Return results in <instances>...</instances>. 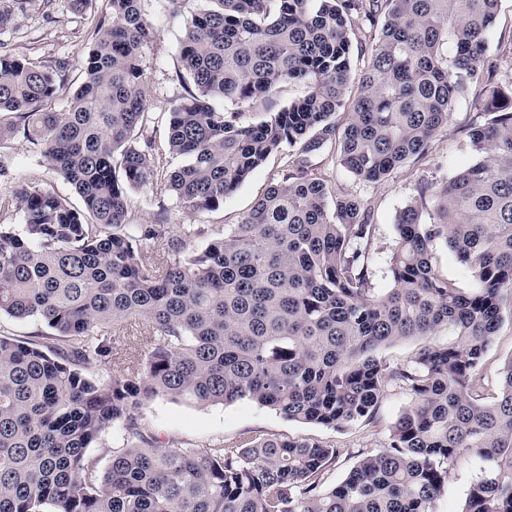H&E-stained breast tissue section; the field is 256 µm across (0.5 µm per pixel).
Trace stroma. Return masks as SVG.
<instances>
[{
    "label": "stroma",
    "instance_id": "35a3bbf8",
    "mask_svg": "<svg viewBox=\"0 0 512 512\" xmlns=\"http://www.w3.org/2000/svg\"><path fill=\"white\" fill-rule=\"evenodd\" d=\"M208 0H144L146 18L156 31V41L146 52V109L152 113L170 111L183 89L176 77L180 68L179 47L191 16L208 8ZM109 10L108 0H89L84 11H73L69 0H53L44 8L41 0H33L27 14L18 16L13 30L0 35V51L44 61L58 55L80 59L90 43L99 20ZM486 66L495 82L512 80V0H501L495 19L487 33ZM305 93L296 82L281 85L277 92L242 108V120L257 123ZM483 116L473 99L457 101L447 128L433 138L428 153L409 161L387 179L371 183L358 179L339 165L329 150L314 155L312 164L338 194L361 198L375 225L373 248L377 254L373 286L384 292L392 286L386 260L395 240L394 224L398 211L414 197L418 184L443 182L476 159L467 133ZM0 160L8 166L11 180H0V200L11 197L16 180L73 196V189L50 169L46 160L33 152L22 138L11 141L0 151ZM287 157L279 152L270 156L234 193L224 199L220 208L192 212L181 207L170 192L137 190L131 194V220L136 224H166L174 234L205 225L208 237L223 235L227 225L237 223L263 195L271 179L280 171ZM411 397L397 387L389 388L374 417L350 426L333 429L285 419L276 410L250 401L231 404H199L187 399L157 396L150 399L140 421L145 431L161 443L175 442L199 447L214 443L232 444L271 434L291 438H313L337 448L335 461L324 474L325 485L338 484L368 453L384 448L398 416L410 405Z\"/></svg>",
    "mask_w": 512,
    "mask_h": 512
}]
</instances>
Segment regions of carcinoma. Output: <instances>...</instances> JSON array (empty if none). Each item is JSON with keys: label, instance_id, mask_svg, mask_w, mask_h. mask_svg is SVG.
I'll use <instances>...</instances> for the list:
<instances>
[{"label": "carcinoma", "instance_id": "cac0c4a2", "mask_svg": "<svg viewBox=\"0 0 512 512\" xmlns=\"http://www.w3.org/2000/svg\"><path fill=\"white\" fill-rule=\"evenodd\" d=\"M31 0H0V33ZM70 90L65 55L0 52V149L20 135L78 195L28 182L21 223L0 222V314L47 328L0 334V512H437L451 470L479 471L463 512H512V357L484 394L486 356L512 304V81L486 76L500 0H216L191 17L188 82L170 111H146L143 0H108ZM369 45L358 96L352 38ZM453 45V55L443 47ZM285 82L306 94L257 124L239 108ZM484 90L478 159L425 183L396 218L393 287H372L376 227L362 200L313 172L326 148L379 182L424 156L456 99ZM69 95L62 112L52 101ZM233 105L217 110L212 100ZM350 107L344 130L333 116ZM164 125L162 143L149 129ZM285 146V173L219 238L196 247L163 224L130 222V193L161 188L214 210ZM430 220H422L423 214ZM442 240L474 278L440 275ZM144 246L166 258L146 265ZM448 332L447 343L427 338ZM151 336L147 349L135 341ZM419 337L391 366L375 352ZM121 363L107 382L89 369ZM411 405L387 445L332 487L331 445L272 435L239 446L157 447L139 424L158 395L252 401L291 421L343 428L373 417L389 387ZM118 424L141 445L88 449Z\"/></svg>", "mask_w": 512, "mask_h": 512}]
</instances>
